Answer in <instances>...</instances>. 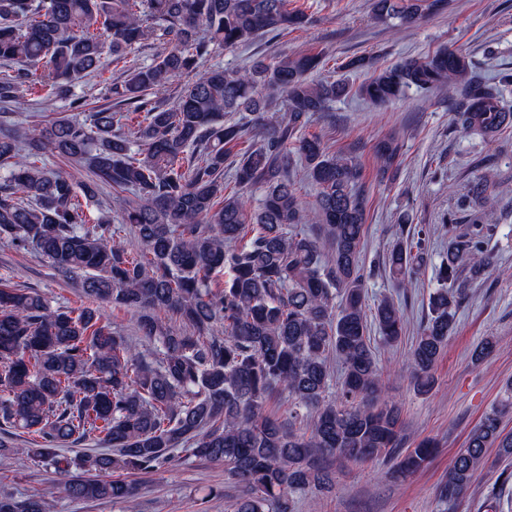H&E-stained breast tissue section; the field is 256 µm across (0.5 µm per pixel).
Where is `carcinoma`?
<instances>
[{
  "label": "carcinoma",
  "mask_w": 512,
  "mask_h": 512,
  "mask_svg": "<svg viewBox=\"0 0 512 512\" xmlns=\"http://www.w3.org/2000/svg\"><path fill=\"white\" fill-rule=\"evenodd\" d=\"M437 0H372L378 20L416 24ZM306 15L288 0H0V240L36 252L60 276L74 279L80 303L53 307L35 288L0 277V456L50 461L74 501L131 503L138 487L122 474H157L175 453L222 462L244 488L232 512H293L308 490L334 485V461L395 460L396 471H420L435 451L429 439L395 454L403 419L383 399L371 330L389 347L401 341L405 314L390 299L366 313L371 276L362 259L366 204L358 163L336 154L306 129L330 102L352 89L316 82L317 54L255 59L245 69L200 70L211 47L248 45L269 32L297 29ZM166 47L149 66L123 71L112 95L131 112L110 108L78 122L67 115L19 140L7 118L31 98L58 99L78 110L76 81L103 77L148 41ZM471 61L451 48L374 70L356 95L381 105L413 88L431 95L460 88L467 100L455 121L491 139L507 126L499 89L470 77ZM195 75L170 105L156 99L170 81ZM236 112L241 122H224ZM257 140L243 149L249 133ZM384 166L400 154L394 137L379 140ZM235 156L238 189L227 194L224 161ZM62 157L87 171L77 182ZM318 190L303 206L292 171ZM134 205L119 224L105 212L87 222L82 201L103 187ZM262 191L257 205L246 195ZM489 214L475 228L448 225V254L428 296V316L408 352L419 394L467 296L461 268L490 266ZM139 250L121 241L124 227ZM424 246L398 225L385 266L398 284L425 263ZM100 300L136 316L148 354L132 349L97 308ZM178 316L174 329L166 318ZM339 374H334L333 367ZM288 391V423L267 410ZM512 383L470 432L440 487L449 505L474 474L512 458ZM21 434L29 446H15ZM95 438L106 450L75 458L62 450ZM496 449L495 459L488 450ZM52 490L0 493V512H48Z\"/></svg>",
  "instance_id": "carcinoma-1"
}]
</instances>
